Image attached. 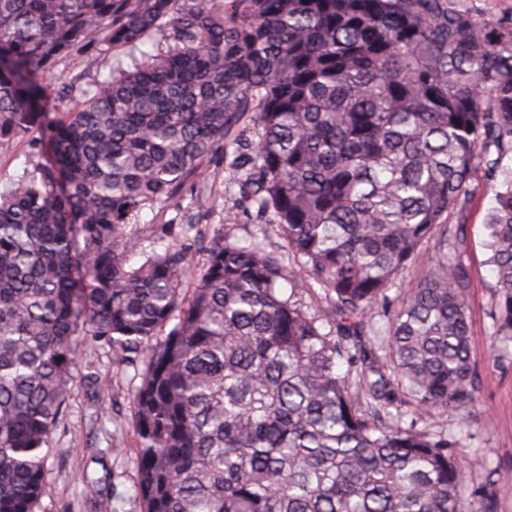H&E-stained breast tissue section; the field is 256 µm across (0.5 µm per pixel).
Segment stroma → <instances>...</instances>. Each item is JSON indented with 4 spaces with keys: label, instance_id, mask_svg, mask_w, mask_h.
Listing matches in <instances>:
<instances>
[{
    "label": "stroma",
    "instance_id": "35a3bbf8",
    "mask_svg": "<svg viewBox=\"0 0 512 512\" xmlns=\"http://www.w3.org/2000/svg\"><path fill=\"white\" fill-rule=\"evenodd\" d=\"M118 61L115 53L90 51L77 60L61 62L47 82L53 85L66 77L85 85L108 74ZM235 176L222 155H215L197 184L186 186L181 204L170 205L160 216L163 242L180 243L182 224L196 213L203 238L221 232L242 242L263 237L278 244L274 232L231 211L229 187ZM473 187L464 224V263L471 283V357L484 386L476 406L460 412L433 411L425 423L431 429L455 434L463 460H483V468L466 469L465 493H472L486 476H493L495 512H512V354L500 362L493 359L497 341L492 315L498 295L486 247L494 187L483 179ZM137 383L135 369L119 363L111 351L93 344L81 349L70 398L49 439L43 497L48 512H95L83 483L87 477L98 480L101 488L111 493L112 512H140L133 429Z\"/></svg>",
    "mask_w": 512,
    "mask_h": 512
}]
</instances>
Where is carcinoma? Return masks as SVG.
Here are the masks:
<instances>
[{
	"instance_id": "carcinoma-1",
	"label": "carcinoma",
	"mask_w": 512,
	"mask_h": 512,
	"mask_svg": "<svg viewBox=\"0 0 512 512\" xmlns=\"http://www.w3.org/2000/svg\"><path fill=\"white\" fill-rule=\"evenodd\" d=\"M89 48L130 64L44 83ZM51 91L80 105L51 118ZM38 122L35 162L0 191V512H46L49 436L90 342L137 370L141 512H492V478L474 507L459 441L419 423L483 385L448 224L512 154V21L455 0H0V145ZM221 142L243 171L233 208L281 245L220 234L200 268L188 244L145 246L142 213ZM494 200L506 347L512 178ZM428 242L381 345L369 315ZM317 289L321 315L301 299Z\"/></svg>"
}]
</instances>
